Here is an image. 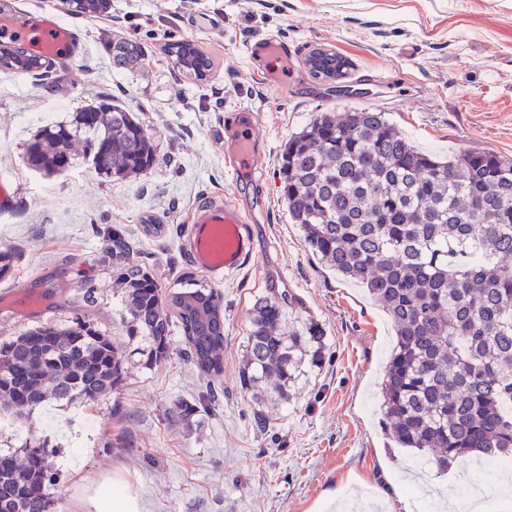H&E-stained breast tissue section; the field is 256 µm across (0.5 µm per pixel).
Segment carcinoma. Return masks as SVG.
I'll return each instance as SVG.
<instances>
[{
	"instance_id": "cac0c4a2",
	"label": "carcinoma",
	"mask_w": 512,
	"mask_h": 512,
	"mask_svg": "<svg viewBox=\"0 0 512 512\" xmlns=\"http://www.w3.org/2000/svg\"><path fill=\"white\" fill-rule=\"evenodd\" d=\"M115 70L141 60L126 39L106 44ZM179 68H211L188 42L168 45ZM0 69L41 72L16 46ZM98 174L127 178L157 160L153 139L133 113L110 100L81 106L70 120L43 127L23 161L44 176L72 168V147ZM282 198L312 255L367 289L396 330L382 383L391 442L431 455L442 471L471 453L512 456V158L468 151L446 159L424 152L386 113L352 107L321 112L292 135L280 155ZM130 335L150 342L152 363L168 360L173 328L185 355L211 377L224 375V309L212 290L163 294L142 266L120 271ZM205 305L211 315L196 318ZM318 365L324 331L310 322L286 329L283 304L256 303L240 382L269 379L289 397L301 356ZM122 354L86 321L39 325L0 343V397L23 418L49 398L81 404L107 395L122 379ZM49 451L29 441L0 454V512H51L56 478Z\"/></svg>"
}]
</instances>
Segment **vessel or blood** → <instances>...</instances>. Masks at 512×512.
Here are the masks:
<instances>
[{
	"instance_id": "obj_1",
	"label": "vessel or blood",
	"mask_w": 512,
	"mask_h": 512,
	"mask_svg": "<svg viewBox=\"0 0 512 512\" xmlns=\"http://www.w3.org/2000/svg\"><path fill=\"white\" fill-rule=\"evenodd\" d=\"M0 42L21 46L32 56L57 61L69 60L81 45L56 11L45 10L23 19L13 12H0ZM251 57L287 59L282 41L262 38L251 43ZM258 138L254 123L238 122L224 132V152L233 159L237 173H250L258 159ZM187 254L193 265L211 276L240 271L255 252L250 226L242 211L232 202L207 199L198 202L188 231Z\"/></svg>"
}]
</instances>
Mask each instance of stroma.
<instances>
[{"label": "stroma", "mask_w": 512, "mask_h": 512, "mask_svg": "<svg viewBox=\"0 0 512 512\" xmlns=\"http://www.w3.org/2000/svg\"><path fill=\"white\" fill-rule=\"evenodd\" d=\"M18 16L54 4L74 27L83 54L55 63L50 87L39 73L0 70V181L12 207L0 212V252L14 256L0 296V342L44 323L82 317L121 348L123 378L112 393L81 405L48 402L22 420L4 413L0 451L46 441L57 474L53 512H94L86 483L119 478L139 512H414L412 489L479 485L483 512H512L498 491L504 470L467 458L448 472L415 468L416 452L389 444L380 383L395 338L364 288L324 267L304 245L280 198V154L317 113L353 106L384 111L418 148L445 157L488 150L512 157V0H107L102 13L74 15L66 0H5ZM135 37L144 59L114 70L104 44ZM287 44L284 85L270 84L248 45ZM188 41L210 58L204 79L165 53ZM317 49L348 59L337 81L311 74ZM103 98L133 112L157 144L146 172L115 180L76 158L45 178L21 156L27 139L78 106ZM253 110L264 162L238 179L224 167V119ZM211 196L251 210L258 248L244 268L215 279L185 250L194 205ZM132 246L112 253V235ZM150 267L163 293L187 284L224 304V374L212 379L174 335L167 361L152 364L149 343L130 335L117 282L128 263ZM94 289L96 301L84 294ZM287 295L286 321H314L325 334L322 366L303 359L280 399L271 383L242 388L239 367L253 306ZM198 413L178 419V404Z\"/></svg>", "instance_id": "1"}]
</instances>
